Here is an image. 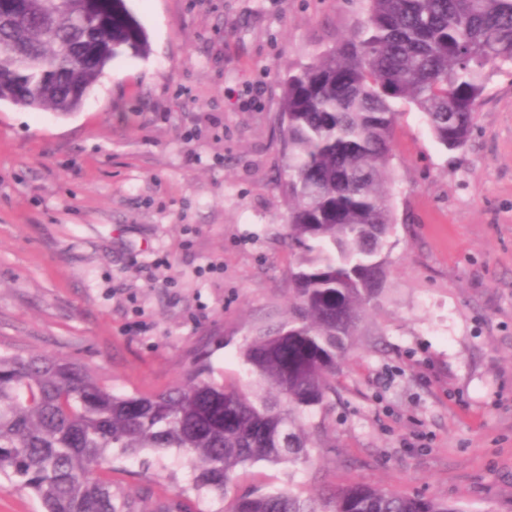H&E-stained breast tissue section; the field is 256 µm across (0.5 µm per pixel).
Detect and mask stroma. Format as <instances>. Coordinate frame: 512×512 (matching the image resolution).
Segmentation results:
<instances>
[{
  "label": "stroma",
  "mask_w": 512,
  "mask_h": 512,
  "mask_svg": "<svg viewBox=\"0 0 512 512\" xmlns=\"http://www.w3.org/2000/svg\"><path fill=\"white\" fill-rule=\"evenodd\" d=\"M145 56L76 112L0 103V353L65 357L118 395L181 383L195 359L256 394L243 359L287 324L292 273L281 80L355 33L364 0H128ZM386 283L308 461L258 462L198 491L182 451L112 463L138 512H223L252 491L359 481L512 512V74L490 72L466 146L401 105Z\"/></svg>",
  "instance_id": "35a3bbf8"
}]
</instances>
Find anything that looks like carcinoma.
I'll use <instances>...</instances> for the list:
<instances>
[{"mask_svg": "<svg viewBox=\"0 0 512 512\" xmlns=\"http://www.w3.org/2000/svg\"><path fill=\"white\" fill-rule=\"evenodd\" d=\"M350 37L282 81L288 238L315 257L293 273L288 325L244 350L273 395L255 400L197 361L180 385L117 395L78 364L0 354V477L43 512H135L112 491V452L177 448L197 490L224 493L258 461L308 458L302 416L336 394V375L384 289L399 106L421 112L449 150L471 136L487 68L512 66V0H366ZM148 53L127 0H7L0 10V101L68 115L118 57ZM226 512H466L351 482L327 495L246 493Z\"/></svg>", "mask_w": 512, "mask_h": 512, "instance_id": "carcinoma-1", "label": "carcinoma"}]
</instances>
